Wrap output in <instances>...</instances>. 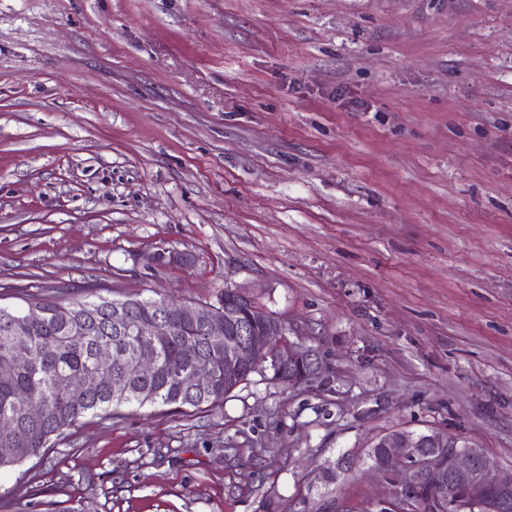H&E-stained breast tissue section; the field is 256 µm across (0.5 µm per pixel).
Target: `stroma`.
I'll list each match as a JSON object with an SVG mask.
<instances>
[{"label":"stroma","instance_id":"stroma-1","mask_svg":"<svg viewBox=\"0 0 512 512\" xmlns=\"http://www.w3.org/2000/svg\"><path fill=\"white\" fill-rule=\"evenodd\" d=\"M89 282L238 290L328 381L90 419L0 512H378L394 430L512 471V0H0V304Z\"/></svg>","mask_w":512,"mask_h":512}]
</instances>
